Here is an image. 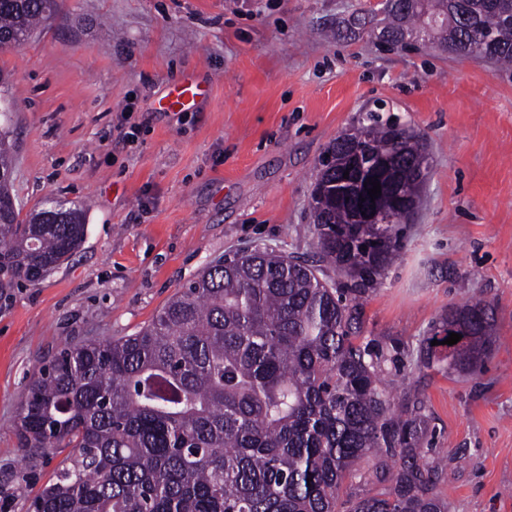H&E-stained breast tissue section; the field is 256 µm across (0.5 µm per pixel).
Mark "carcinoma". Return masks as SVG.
I'll return each instance as SVG.
<instances>
[{
  "label": "carcinoma",
  "mask_w": 512,
  "mask_h": 512,
  "mask_svg": "<svg viewBox=\"0 0 512 512\" xmlns=\"http://www.w3.org/2000/svg\"><path fill=\"white\" fill-rule=\"evenodd\" d=\"M56 0H0V44L19 48L50 19ZM379 33L360 12L351 27L394 48L443 16L421 44L512 66V0H394ZM399 154L398 184L415 190L407 161L425 140L381 109L328 147L332 159ZM14 148L0 130V288L35 282L82 243L86 212L50 207L21 217L13 193ZM343 170L320 164L310 209L316 259L242 252L204 267L132 336L67 344L33 373L21 403L22 447L37 457L72 448L32 501L34 512H449L436 491L437 460L420 463L429 416L418 398L394 397L381 378L391 351L364 340L358 300L376 290L400 250L399 229L374 234L352 223L359 205L394 209L381 191L336 197ZM332 267L346 287L326 280ZM456 344L433 346L450 333ZM494 303L448 306L419 350L460 373L493 349ZM364 462L389 483L350 493Z\"/></svg>",
  "instance_id": "carcinoma-1"
}]
</instances>
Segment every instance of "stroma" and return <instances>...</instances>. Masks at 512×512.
I'll use <instances>...</instances> for the list:
<instances>
[{
	"label": "stroma",
	"instance_id": "1",
	"mask_svg": "<svg viewBox=\"0 0 512 512\" xmlns=\"http://www.w3.org/2000/svg\"><path fill=\"white\" fill-rule=\"evenodd\" d=\"M0 52L23 212L86 210L81 247L0 295V512H28L62 453L29 458L17 422L31 374L67 342L147 326L212 260L312 256L311 175L362 109L386 101L423 135L429 173L402 249L361 302L363 335L396 345L382 377L421 399L450 512H512V72L480 56L386 50L339 30L373 0H57ZM206 82L184 112L178 79ZM139 140L125 146L120 118ZM484 296L496 341L476 373L417 362L449 305Z\"/></svg>",
	"mask_w": 512,
	"mask_h": 512
}]
</instances>
